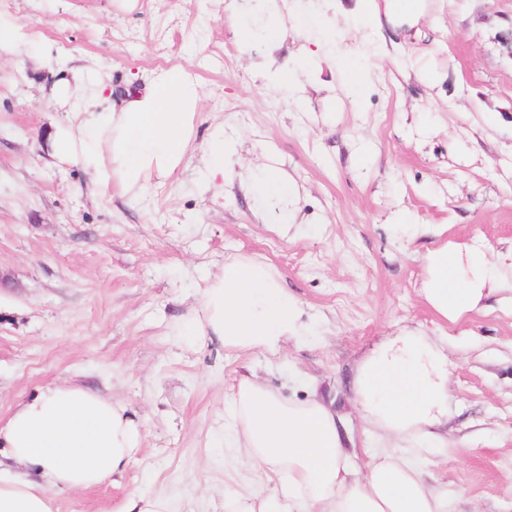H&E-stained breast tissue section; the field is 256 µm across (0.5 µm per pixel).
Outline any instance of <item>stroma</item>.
<instances>
[{
  "instance_id": "obj_1",
  "label": "stroma",
  "mask_w": 512,
  "mask_h": 512,
  "mask_svg": "<svg viewBox=\"0 0 512 512\" xmlns=\"http://www.w3.org/2000/svg\"><path fill=\"white\" fill-rule=\"evenodd\" d=\"M363 0H278L304 38L288 87L264 75L265 38L241 48V24L274 25L259 0H0L28 40L0 55V417L53 384L126 403L139 448L122 478L56 495L54 512H123L131 492L170 497L175 512H224V495L269 488L261 470L214 447L241 377L284 398L333 399L356 448L383 442L355 409L362 356L404 326L448 346V421L409 454L448 512H512V0H417L380 11L377 32L347 31ZM336 53L369 56L358 99L336 73L300 68L326 25ZM100 65L114 90H143L183 68L202 99L183 164L150 178L139 202L98 190L54 157L69 116L52 86ZM224 126L234 173L203 178L209 127ZM268 165L296 189L279 207L248 191ZM499 256L498 290L456 323L420 288L422 257L444 242ZM260 260L284 279L309 335L279 358L189 347L172 334L226 258Z\"/></svg>"
}]
</instances>
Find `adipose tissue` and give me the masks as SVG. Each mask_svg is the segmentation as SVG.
I'll return each instance as SVG.
<instances>
[{
    "mask_svg": "<svg viewBox=\"0 0 512 512\" xmlns=\"http://www.w3.org/2000/svg\"><path fill=\"white\" fill-rule=\"evenodd\" d=\"M56 95L72 119L59 157L81 164L100 189L120 184L131 199L151 174L171 176L186 153L201 101L199 83L172 68L146 91L114 98L102 70L79 65L59 79ZM425 302L457 322L477 310L493 285L491 257L471 245L444 244L422 258ZM302 309L266 264L225 260L199 306L173 332L192 345L281 357L303 335ZM452 362L417 330L376 348L357 367L354 402L389 439L422 444L448 414ZM125 404L69 384H55L0 419V512H52V493L95 487L122 475L138 448ZM216 444L243 466L273 475L268 491L224 498V512H448V499L420 479L415 461L386 450L352 464L345 420L313 396L289 401L258 380H239Z\"/></svg>",
    "mask_w": 512,
    "mask_h": 512,
    "instance_id": "ef3b65f1",
    "label": "adipose tissue"
}]
</instances>
